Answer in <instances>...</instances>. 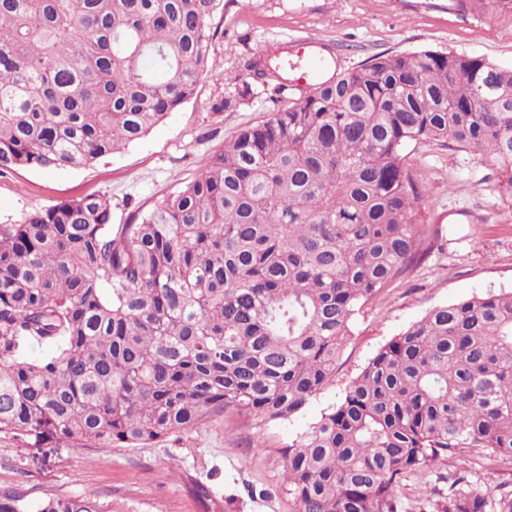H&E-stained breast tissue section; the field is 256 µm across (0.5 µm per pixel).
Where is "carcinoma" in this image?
<instances>
[{"label": "carcinoma", "instance_id": "carcinoma-1", "mask_svg": "<svg viewBox=\"0 0 512 512\" xmlns=\"http://www.w3.org/2000/svg\"><path fill=\"white\" fill-rule=\"evenodd\" d=\"M223 5L0 0V174L144 137L213 72ZM426 142L489 154L512 187V67L378 55L240 128L136 222L87 195L0 224V434L134 448L231 411L293 417L332 381L355 311L423 257L404 152ZM476 450L512 461V292L435 306L386 343L288 444L285 482L298 512H408L405 478ZM438 496L429 512H512V489L464 474ZM0 512L112 508L8 488Z\"/></svg>", "mask_w": 512, "mask_h": 512}]
</instances>
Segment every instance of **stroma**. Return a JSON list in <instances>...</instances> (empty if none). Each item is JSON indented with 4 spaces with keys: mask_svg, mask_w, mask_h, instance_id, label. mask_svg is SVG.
<instances>
[{
    "mask_svg": "<svg viewBox=\"0 0 512 512\" xmlns=\"http://www.w3.org/2000/svg\"><path fill=\"white\" fill-rule=\"evenodd\" d=\"M217 61L194 95L141 140L82 169L21 168L0 175V224L88 194L106 196L112 221L134 216L181 189L239 128L265 120L282 102L264 84L233 110L214 113L218 95L248 77L246 61L308 35L315 57L341 73L385 54L454 51L512 67V12L472 0H224L213 16ZM405 164L421 197L416 223L425 225L426 254L364 303L352 319L332 381L287 421L257 428L229 413L189 433L145 448H83L44 443L33 448L0 435V487L36 499L44 493L91 492L112 512H296L284 485V450L342 397L387 342L431 308L512 291V196L486 154L433 143L410 145ZM512 489V465L486 470L475 454L439 461L431 475L404 480L408 512L446 487L450 475Z\"/></svg>",
    "mask_w": 512,
    "mask_h": 512,
    "instance_id": "1",
    "label": "stroma"
}]
</instances>
